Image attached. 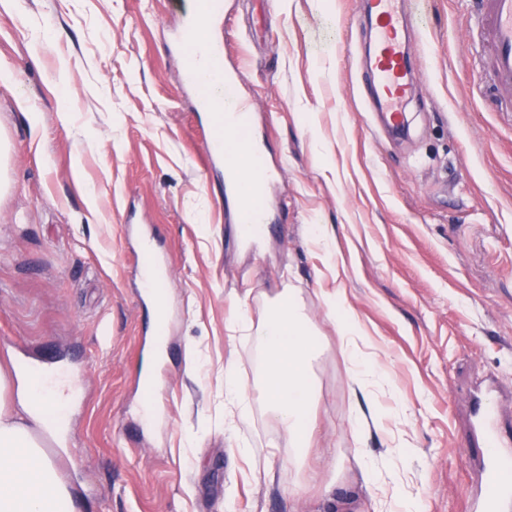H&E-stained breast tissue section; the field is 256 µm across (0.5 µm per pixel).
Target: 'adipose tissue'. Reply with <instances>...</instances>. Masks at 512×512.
I'll list each match as a JSON object with an SVG mask.
<instances>
[{
  "mask_svg": "<svg viewBox=\"0 0 512 512\" xmlns=\"http://www.w3.org/2000/svg\"><path fill=\"white\" fill-rule=\"evenodd\" d=\"M210 11H202L193 30L191 55L203 84L223 92L224 79L210 36ZM227 170L237 176L240 195L261 179L250 142L228 133L224 138ZM253 341L262 354L256 388L271 420L293 448L312 445L314 415L311 364L319 343L293 294L281 295ZM70 397L61 381L41 378L29 386L19 406L0 402V512H76L69 484L46 453L34 425L63 424Z\"/></svg>",
  "mask_w": 512,
  "mask_h": 512,
  "instance_id": "adipose-tissue-1",
  "label": "adipose tissue"
}]
</instances>
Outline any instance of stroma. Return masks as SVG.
Listing matches in <instances>:
<instances>
[{"label": "stroma", "mask_w": 512, "mask_h": 512, "mask_svg": "<svg viewBox=\"0 0 512 512\" xmlns=\"http://www.w3.org/2000/svg\"><path fill=\"white\" fill-rule=\"evenodd\" d=\"M192 5L0 0V365L82 375L68 443L50 451L79 512H469L486 447L470 416L487 382L512 442V112L479 77L473 0L423 4L412 38L428 51L402 136L364 79L360 0H218L222 65L278 175L249 243L223 170L205 166L213 115L184 81ZM314 224L333 230L334 259ZM143 235L167 272L149 422ZM286 290L322 342L315 443L299 463L260 401L244 424L224 402L228 360L247 388L260 369L238 316L261 325ZM336 293L383 386H353L326 314ZM370 411L376 425L359 430Z\"/></svg>", "instance_id": "1"}]
</instances>
